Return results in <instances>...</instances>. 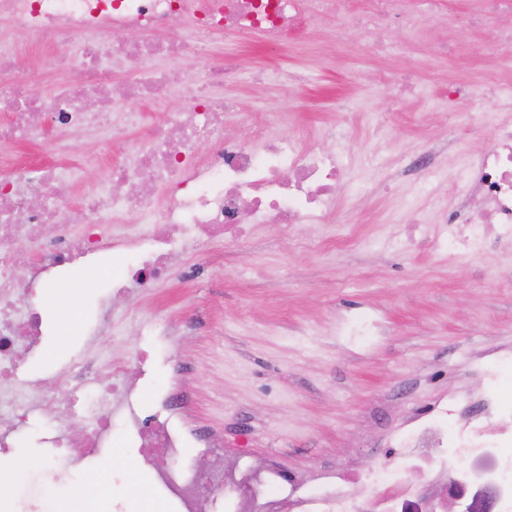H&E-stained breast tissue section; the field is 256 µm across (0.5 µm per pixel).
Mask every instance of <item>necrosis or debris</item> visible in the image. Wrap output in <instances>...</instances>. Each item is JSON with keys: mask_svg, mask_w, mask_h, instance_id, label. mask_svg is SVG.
Returning a JSON list of instances; mask_svg holds the SVG:
<instances>
[{"mask_svg": "<svg viewBox=\"0 0 512 512\" xmlns=\"http://www.w3.org/2000/svg\"><path fill=\"white\" fill-rule=\"evenodd\" d=\"M471 2L467 12L451 15L445 0H371L361 14L349 0H0V18L37 49L33 62L21 65L15 43L0 39V114L7 116L0 121V146L25 145L44 155L37 163L0 156V447H12L31 411L43 402L54 405L61 421L77 415L80 401L89 398L98 408L94 429L79 439L56 431L47 439L50 453L63 448L72 462H80L112 447V429L122 423L141 437L134 465L154 472L179 512H212L211 498L199 491L204 479L229 499L231 512H255L260 499L266 512H422L424 494L416 482L435 475L470 495L493 488L495 512H512V401L490 398L485 413L465 418L448 404L426 412L398 438L409 467L360 477L359 495L372 504L366 511L359 495L346 492L341 474L332 488L304 493L298 478L276 467L258 471L242 459L226 471L214 440L173 418L184 403L181 393L158 396L160 410L153 414L135 407L136 385L122 378L124 358L88 355L71 370L72 382L61 396L17 374L42 336V316L29 297L57 285L54 270L111 252L119 271L115 293L124 296L131 284L166 281L174 258L193 249L200 237L217 248H232L244 243L256 224L327 221L347 181L341 157L306 147L298 135H271L278 112L221 95L237 61L231 56L213 61L215 36L240 44L258 34L280 45L321 33L331 21L337 44H345L357 29L372 36L374 51L400 56L404 44L382 41L392 24L413 34L419 15L444 14L449 29L492 30L489 53L511 47L512 0ZM106 19L114 27L141 31L142 39L112 44L97 31ZM181 19L189 29L178 35L173 25ZM187 56L195 60L190 71L180 66ZM159 59L168 60L169 68H155ZM66 64L77 67L81 81L50 97L34 95L38 81ZM120 64L129 78L118 86L114 72ZM140 97L147 110L167 109L172 99L182 106L161 124L148 122L147 110L115 113L117 100ZM233 125L247 128L248 137L230 135ZM56 126L90 131L94 154L69 168L58 164L54 156L66 145L51 137ZM128 130L139 131V138L126 145L121 158L108 157L107 147ZM203 141L216 149L199 161L195 150ZM96 166L102 174L81 197L82 235L44 241L42 227L59 219L60 200L51 186L78 185L85 169ZM454 182L469 206L464 222L449 221L447 204H438L426 218L438 225V234L412 230L418 248L435 247L442 239L459 238L473 248L512 239V115H502L491 144L465 159ZM155 186L167 188L165 200L153 197ZM105 370L114 377L112 386L100 383ZM189 448L204 449L207 477L189 463ZM432 448L438 451L433 458Z\"/></svg>", "mask_w": 512, "mask_h": 512, "instance_id": "4bbe7bcc", "label": "necrosis or debris"}]
</instances>
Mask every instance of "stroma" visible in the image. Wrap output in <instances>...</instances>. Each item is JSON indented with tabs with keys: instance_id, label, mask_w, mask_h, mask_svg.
Returning <instances> with one entry per match:
<instances>
[{
	"instance_id": "obj_1",
	"label": "stroma",
	"mask_w": 512,
	"mask_h": 512,
	"mask_svg": "<svg viewBox=\"0 0 512 512\" xmlns=\"http://www.w3.org/2000/svg\"><path fill=\"white\" fill-rule=\"evenodd\" d=\"M329 41L324 34L271 51L257 38L240 47L218 36L214 46L239 64L227 95L283 111L276 135L306 134L312 146L344 153L353 192L333 223L260 224L241 250L198 245L177 256L170 279L118 302L107 261L86 267L94 298L68 293L51 308L42 350L23 373L47 391L65 387V367L82 357L89 331L104 330L108 307L135 317L159 305L105 352L128 355L127 376L141 385H166L181 371L200 430L222 433L225 448H244L255 465L308 477L313 492L327 469L407 465L391 454L392 437L442 400L477 410L482 370H499L500 393L512 398V241L482 251L442 242L422 252L408 239L448 189L429 172L405 171L406 155L452 131L472 152L492 139L491 95L465 106L444 101L446 80L485 85L484 36L462 37L446 55L418 41L392 61L371 58L354 32L346 59L330 68L319 60ZM353 70L364 73L355 87ZM388 70L408 71L419 88L404 111L381 81ZM261 71L272 80L252 83ZM342 96L358 108L337 111ZM53 424L46 405L22 432L29 466L15 512H49L55 501L63 512H136L152 500L145 474L128 469L137 454L130 446L104 449L77 469L63 455L48 464ZM81 478L98 479V492L72 493L70 481Z\"/></svg>"
}]
</instances>
